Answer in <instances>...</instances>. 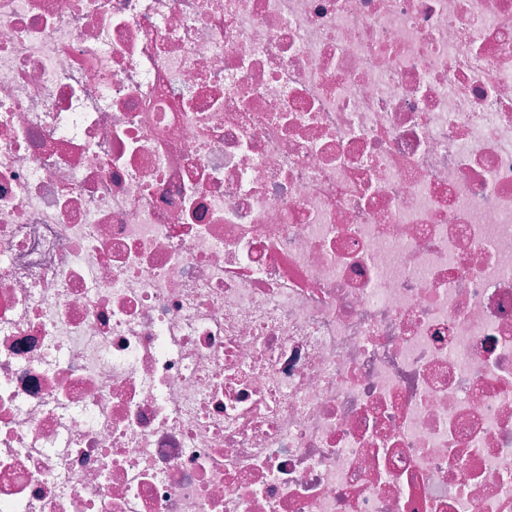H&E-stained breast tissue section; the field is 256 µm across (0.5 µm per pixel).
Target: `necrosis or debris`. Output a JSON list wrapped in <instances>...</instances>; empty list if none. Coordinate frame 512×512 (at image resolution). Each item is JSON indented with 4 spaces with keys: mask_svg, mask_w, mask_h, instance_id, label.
<instances>
[{
    "mask_svg": "<svg viewBox=\"0 0 512 512\" xmlns=\"http://www.w3.org/2000/svg\"><path fill=\"white\" fill-rule=\"evenodd\" d=\"M0 512H512V0H0Z\"/></svg>",
    "mask_w": 512,
    "mask_h": 512,
    "instance_id": "obj_1",
    "label": "necrosis or debris"
}]
</instances>
